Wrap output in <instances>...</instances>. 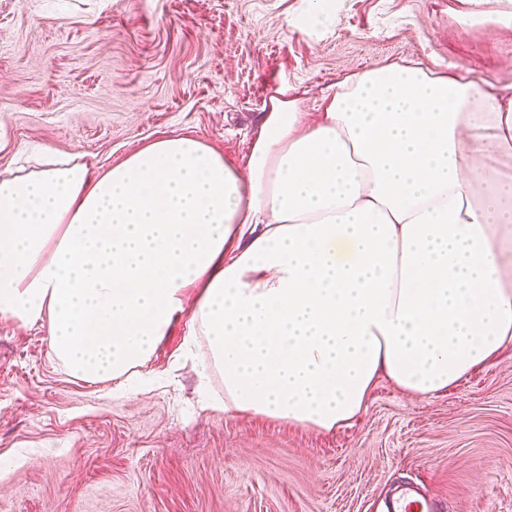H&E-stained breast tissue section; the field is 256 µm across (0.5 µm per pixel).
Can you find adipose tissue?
<instances>
[{
	"mask_svg": "<svg viewBox=\"0 0 512 512\" xmlns=\"http://www.w3.org/2000/svg\"><path fill=\"white\" fill-rule=\"evenodd\" d=\"M512 85L353 73L306 121L269 97L245 168L153 141L104 172L0 175V319L72 375L133 377L175 317L224 380L206 407L332 432L380 379L426 399L512 342Z\"/></svg>",
	"mask_w": 512,
	"mask_h": 512,
	"instance_id": "ef3b65f1",
	"label": "adipose tissue"
}]
</instances>
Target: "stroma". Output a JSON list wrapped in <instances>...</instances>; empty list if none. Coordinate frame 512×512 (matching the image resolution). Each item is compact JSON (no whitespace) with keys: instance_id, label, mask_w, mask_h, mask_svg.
Segmentation results:
<instances>
[{"instance_id":"stroma-1","label":"stroma","mask_w":512,"mask_h":512,"mask_svg":"<svg viewBox=\"0 0 512 512\" xmlns=\"http://www.w3.org/2000/svg\"><path fill=\"white\" fill-rule=\"evenodd\" d=\"M0 0V172L48 147L103 171L191 134L237 166L278 88L316 112L345 76L437 62L512 84L503 0ZM173 322L152 384L68 373L46 326L0 320V512H385L419 485L438 512H512V343L425 400L380 380L323 433L200 406L223 396L205 339Z\"/></svg>"}]
</instances>
